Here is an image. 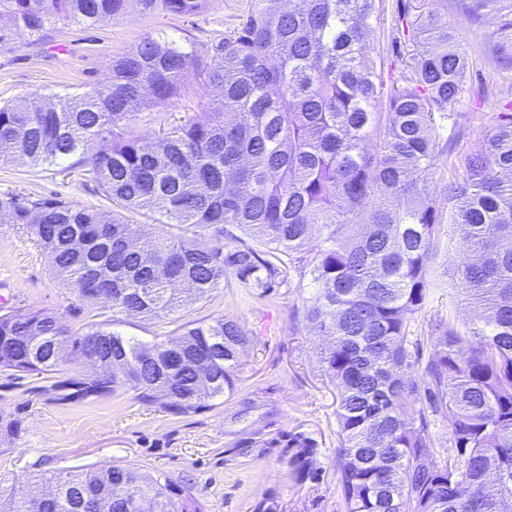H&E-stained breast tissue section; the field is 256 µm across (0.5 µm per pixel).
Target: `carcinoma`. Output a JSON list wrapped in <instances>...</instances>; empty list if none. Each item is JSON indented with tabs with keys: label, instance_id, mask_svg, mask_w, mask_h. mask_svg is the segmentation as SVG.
Segmentation results:
<instances>
[{
	"label": "carcinoma",
	"instance_id": "1",
	"mask_svg": "<svg viewBox=\"0 0 512 512\" xmlns=\"http://www.w3.org/2000/svg\"><path fill=\"white\" fill-rule=\"evenodd\" d=\"M152 12L199 13L207 0H141ZM253 0L234 35L206 49L221 98L150 143L126 135L145 110L180 95L190 53L144 37L112 64L111 83L0 105V161L32 167L71 158L117 209L79 207L58 195L0 197V223L34 237L52 274L81 302L159 317L184 290L201 299L234 277L259 298L288 283L297 251L319 250L305 317L331 346L322 355L338 391L336 471L345 512H502L512 502V102L492 118L464 174L446 185L443 214L428 186L443 134L481 117L453 111L470 87L472 54L512 70V0H457L498 28L470 53L448 22V0H415L399 21L412 31L410 61L388 92L365 38L382 0ZM127 0H0V50L40 38L60 21L96 26ZM387 95L388 112H375ZM235 115L233 122L224 113ZM375 140L368 152L363 143ZM169 226L151 250L120 210ZM448 232L442 233L443 221ZM214 245L206 247L201 240ZM454 251L449 285L474 309L463 329L440 325L420 385L407 376L420 337L414 322L434 288L431 258ZM246 333L233 320L187 322L151 346L101 326L74 333L55 311L0 315V370L53 372L87 360V393L133 390L185 413L202 397L233 396ZM439 417L455 448L430 449ZM29 481L8 512H201L167 477L146 483L106 464Z\"/></svg>",
	"mask_w": 512,
	"mask_h": 512
}]
</instances>
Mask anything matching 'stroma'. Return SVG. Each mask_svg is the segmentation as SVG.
I'll list each match as a JSON object with an SVG mask.
<instances>
[{
	"mask_svg": "<svg viewBox=\"0 0 512 512\" xmlns=\"http://www.w3.org/2000/svg\"><path fill=\"white\" fill-rule=\"evenodd\" d=\"M251 3L208 0L198 14L173 15L128 0L123 15L95 27L53 26L41 41H21L0 51V102L29 95L48 103L56 94L106 85L113 60L145 36L165 37L192 51V73L181 97L152 108L127 129L134 136H153L217 101L219 89L201 74L206 47L213 39L233 35ZM398 6V0H383L381 19L366 39L367 52L387 87L407 52L396 21ZM448 19L469 49L484 43L497 22L492 15L474 21L455 0L448 4ZM469 82L474 90L460 99L456 111L487 117L512 100L511 72L479 66ZM481 136V126L472 125L452 155H440L429 186L436 205L444 203L449 161L463 163ZM7 193L31 199L59 194L82 207L111 206L81 170L60 164L0 166V196ZM431 270L436 286L416 320L426 355L439 322L451 318L464 326L473 316L467 303L451 298L443 258L434 259ZM311 292L310 279L295 269L287 285L264 298L232 277L207 299L187 296L179 310L164 318L127 316L82 304L53 278L45 253L30 235L0 224V314L48 309L61 313L77 332L107 321L120 334L148 344L182 323L224 318L236 321L249 338L240 354L234 396L201 398L198 408L187 413L162 409L132 391L88 397L52 391L56 380L89 375V367L79 360L52 373L17 379L0 371V411L19 422L14 435H0V499L33 477L112 464L134 469L148 480L166 475L187 487L203 512H344L336 471L337 391L321 363L329 340L304 315ZM302 438L308 447H295V440Z\"/></svg>",
	"mask_w": 512,
	"mask_h": 512,
	"instance_id": "stroma-1",
	"label": "stroma"
}]
</instances>
